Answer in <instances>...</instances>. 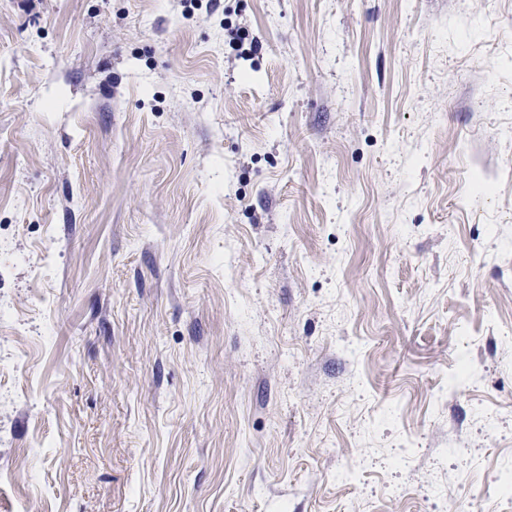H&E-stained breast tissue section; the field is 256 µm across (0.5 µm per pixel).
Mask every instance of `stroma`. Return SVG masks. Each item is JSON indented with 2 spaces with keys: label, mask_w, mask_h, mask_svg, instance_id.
Returning a JSON list of instances; mask_svg holds the SVG:
<instances>
[{
  "label": "stroma",
  "mask_w": 512,
  "mask_h": 512,
  "mask_svg": "<svg viewBox=\"0 0 512 512\" xmlns=\"http://www.w3.org/2000/svg\"><path fill=\"white\" fill-rule=\"evenodd\" d=\"M0 239V512H470L512 0H0Z\"/></svg>",
  "instance_id": "1"
}]
</instances>
